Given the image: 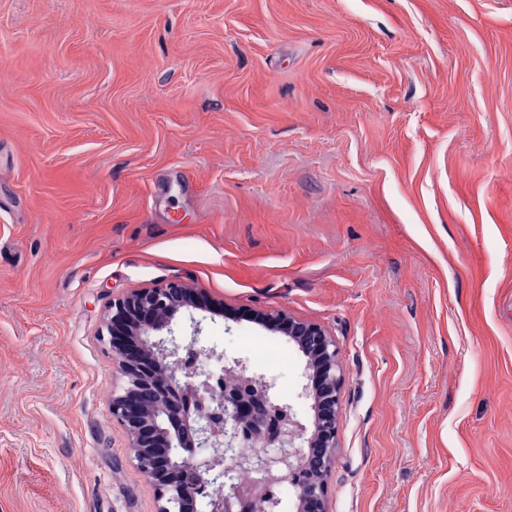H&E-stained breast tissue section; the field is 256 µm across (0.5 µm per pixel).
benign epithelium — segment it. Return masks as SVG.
I'll return each instance as SVG.
<instances>
[{
	"mask_svg": "<svg viewBox=\"0 0 512 512\" xmlns=\"http://www.w3.org/2000/svg\"><path fill=\"white\" fill-rule=\"evenodd\" d=\"M211 305L202 291L180 281L112 300L107 331L123 325L135 347H112L124 377L112 395V418L125 429L137 467L161 502L158 512H198V498L221 470L257 478L209 496L207 512H280L277 491L285 482L296 512H329L342 386L336 339L320 324L283 311L254 316L282 331L306 358L307 383L298 397L313 410L307 425L281 399L275 377L201 343L193 311ZM184 310L188 336L175 330ZM211 361L224 365L222 388L200 367Z\"/></svg>",
	"mask_w": 512,
	"mask_h": 512,
	"instance_id": "obj_1",
	"label": "benign epithelium"
}]
</instances>
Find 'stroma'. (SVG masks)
<instances>
[{
	"label": "stroma",
	"mask_w": 512,
	"mask_h": 512,
	"mask_svg": "<svg viewBox=\"0 0 512 512\" xmlns=\"http://www.w3.org/2000/svg\"><path fill=\"white\" fill-rule=\"evenodd\" d=\"M172 280L302 421L236 314L335 337L330 512H512V0H0V512H158L105 322Z\"/></svg>",
	"instance_id": "1"
}]
</instances>
